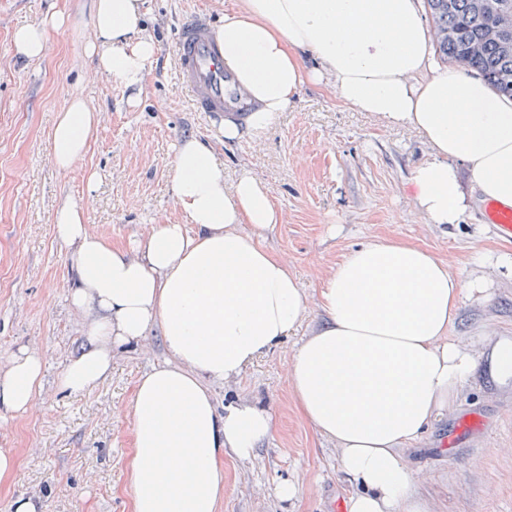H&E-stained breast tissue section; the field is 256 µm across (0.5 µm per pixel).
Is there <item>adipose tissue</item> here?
<instances>
[{
  "instance_id": "obj_1",
  "label": "adipose tissue",
  "mask_w": 512,
  "mask_h": 512,
  "mask_svg": "<svg viewBox=\"0 0 512 512\" xmlns=\"http://www.w3.org/2000/svg\"><path fill=\"white\" fill-rule=\"evenodd\" d=\"M146 5L92 0L85 44L96 69L136 95L158 53L143 26ZM67 18L52 4L38 23L15 29L16 55L41 60ZM217 34L225 66L254 104L250 137H262L304 85L324 83L344 105L428 145L411 178L426 223L462 222L463 167L483 199L512 207V100L432 63L434 36L418 0H230ZM98 121L72 91L50 134L57 169L86 155ZM238 136L228 121L214 141L178 144L180 218L131 244L90 231L85 205L66 201L53 213L56 239L73 258L69 305L87 318V339L59 386L72 394L96 386L115 354L152 328L166 350L132 398V512H219L224 456L253 457L274 430L267 409L217 407L212 389L294 334L306 311L302 284L266 245L281 222L268 187L246 168L224 182L217 145ZM488 287L486 277L452 273L397 239L362 244L323 278L325 320L297 344L286 376L301 414L336 444L341 471L358 487L348 512H427L403 451L479 371L512 383V339L477 353L449 336L462 298ZM47 364V355L25 351L0 368V409L31 408Z\"/></svg>"
}]
</instances>
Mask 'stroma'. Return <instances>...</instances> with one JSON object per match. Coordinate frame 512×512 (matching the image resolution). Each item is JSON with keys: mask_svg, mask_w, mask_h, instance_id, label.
<instances>
[{"mask_svg": "<svg viewBox=\"0 0 512 512\" xmlns=\"http://www.w3.org/2000/svg\"><path fill=\"white\" fill-rule=\"evenodd\" d=\"M225 0H148L147 28L159 47L137 106L122 86L100 74L84 53L89 0L72 5L52 32L45 57L19 62L12 30L42 18L48 0H0V366L22 349L47 353L49 363L33 407L0 414V448L16 459L0 480V512L20 496L39 498L40 512H132L127 487L132 457L130 405L137 379L162 363L159 330L120 352L109 376L79 395L56 378L85 342L86 319L67 297L72 258L55 238L52 215L63 200L87 203L90 230L129 244L154 225L177 219L171 163L180 138L212 140L220 125L195 111L174 53L184 16L224 19ZM99 114L90 148L70 170L52 163L49 138L71 89ZM224 180L253 171L270 188L282 222L267 246L287 262L306 291L308 334L322 320L318 288L341 255L377 239H400L430 250L452 272L485 275L493 296L463 298L451 336L475 351L512 338V244L500 239L473 196L462 223H424L413 204L414 165L423 139L381 124L314 84L280 113L261 140L225 143ZM287 337L239 378L215 385L217 405L245 400L268 408L272 437L253 458L224 459L220 512H336L337 499L357 487L339 470L340 454L301 415L286 377L296 347ZM485 420L448 448V432L467 414ZM415 490L429 512H512V384L477 377L456 404L403 453ZM298 494L281 501L277 485Z\"/></svg>", "mask_w": 512, "mask_h": 512, "instance_id": "1", "label": "stroma"}]
</instances>
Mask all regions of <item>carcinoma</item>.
Here are the masks:
<instances>
[{"label": "carcinoma", "instance_id": "carcinoma-1", "mask_svg": "<svg viewBox=\"0 0 512 512\" xmlns=\"http://www.w3.org/2000/svg\"><path fill=\"white\" fill-rule=\"evenodd\" d=\"M486 0H426L436 29V51L476 71L497 93L512 98V28L499 30Z\"/></svg>", "mask_w": 512, "mask_h": 512}]
</instances>
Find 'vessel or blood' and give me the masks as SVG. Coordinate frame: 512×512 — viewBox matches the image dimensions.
<instances>
[{
  "label": "vessel or blood",
  "mask_w": 512,
  "mask_h": 512,
  "mask_svg": "<svg viewBox=\"0 0 512 512\" xmlns=\"http://www.w3.org/2000/svg\"><path fill=\"white\" fill-rule=\"evenodd\" d=\"M176 61L182 84L197 111L238 123L247 119L253 105L240 92L234 74L225 68L224 49L215 29L200 16L192 15L181 22ZM482 212L502 238L512 240V209L488 201Z\"/></svg>",
  "instance_id": "1"
}]
</instances>
